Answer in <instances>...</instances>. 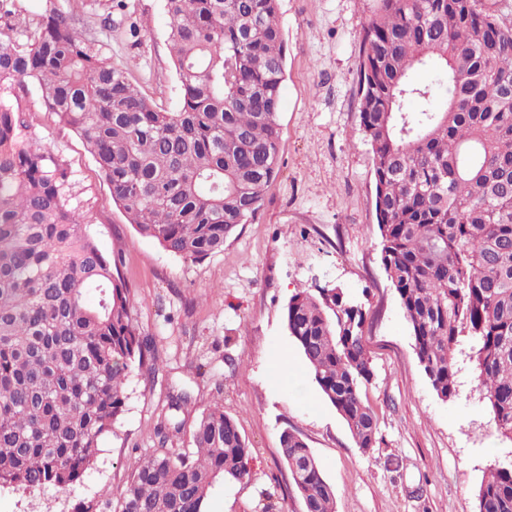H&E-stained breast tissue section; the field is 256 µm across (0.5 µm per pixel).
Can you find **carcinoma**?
Segmentation results:
<instances>
[{
	"label": "carcinoma",
	"mask_w": 512,
	"mask_h": 512,
	"mask_svg": "<svg viewBox=\"0 0 512 512\" xmlns=\"http://www.w3.org/2000/svg\"><path fill=\"white\" fill-rule=\"evenodd\" d=\"M357 68L372 152L382 264L437 396L457 394L455 353L472 338L496 431L512 440V28L479 0H378ZM181 99L166 111L49 2L0 26V88L39 87L72 128L137 233L185 262L224 250L280 173L285 40L279 0H165ZM432 69L437 101L417 81ZM20 98L0 97V488L65 489L97 461L126 411L132 368L155 369L133 321L120 257L97 245L73 204V174L27 136ZM285 327L356 446L380 443L361 394L373 375L362 305L340 288L292 295ZM169 400L158 447L98 512H206L219 484L249 478L251 452L217 400L193 449L170 435L189 403ZM280 456L306 512L335 490L302 437ZM478 512H512V465L494 464Z\"/></svg>",
	"instance_id": "obj_1"
}]
</instances>
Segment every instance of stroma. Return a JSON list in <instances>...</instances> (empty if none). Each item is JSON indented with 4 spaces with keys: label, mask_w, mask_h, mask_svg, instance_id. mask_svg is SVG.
I'll return each instance as SVG.
<instances>
[{
    "label": "stroma",
    "mask_w": 512,
    "mask_h": 512,
    "mask_svg": "<svg viewBox=\"0 0 512 512\" xmlns=\"http://www.w3.org/2000/svg\"><path fill=\"white\" fill-rule=\"evenodd\" d=\"M74 11L105 57L163 108L180 83L164 0H56ZM378 0H280L286 81L279 112L280 173L261 208L224 250L182 261L139 236L112 201L82 141L45 112L37 85L19 94L29 137L72 171L73 203L100 249L118 253L134 296L132 317L157 357V372L132 370L126 412L95 465L66 490L0 489V512H79L124 486L156 448L155 426L171 395L188 392L185 424L169 447L192 448L201 413L222 401L252 450L251 475L217 486L207 512H305L279 454L283 430L306 442L336 491V512H478L491 465L512 457L468 353L457 352L459 392L438 398L414 348L381 263L372 153L356 96L363 26ZM320 283L361 301L373 369L362 398L377 415L379 445L357 448L319 393L283 322L290 296Z\"/></svg>",
    "instance_id": "1"
}]
</instances>
